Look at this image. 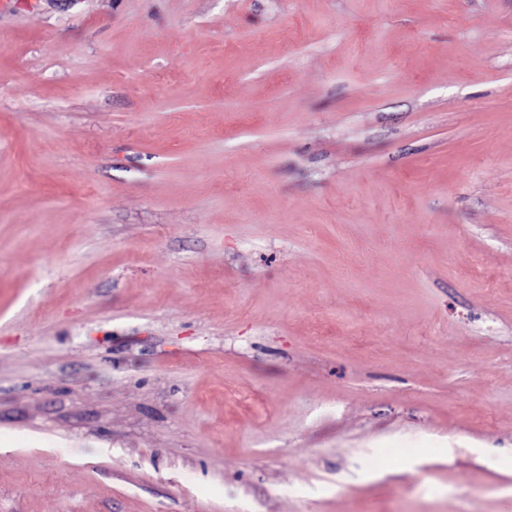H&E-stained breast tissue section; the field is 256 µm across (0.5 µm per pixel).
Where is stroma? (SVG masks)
I'll list each match as a JSON object with an SVG mask.
<instances>
[{
    "label": "stroma",
    "instance_id": "stroma-1",
    "mask_svg": "<svg viewBox=\"0 0 512 512\" xmlns=\"http://www.w3.org/2000/svg\"><path fill=\"white\" fill-rule=\"evenodd\" d=\"M0 512H512V0H0Z\"/></svg>",
    "mask_w": 512,
    "mask_h": 512
}]
</instances>
